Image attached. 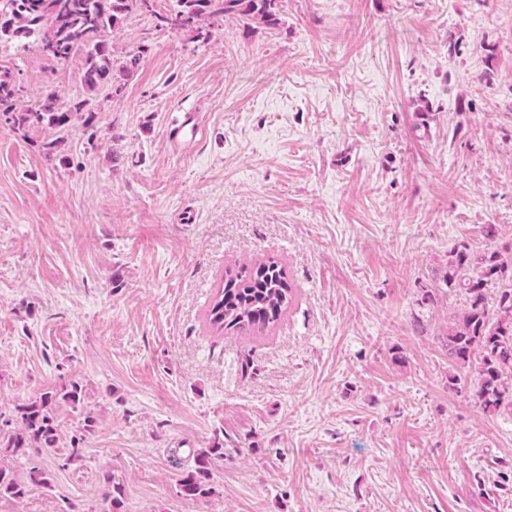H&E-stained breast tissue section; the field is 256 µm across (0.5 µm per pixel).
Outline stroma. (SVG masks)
<instances>
[{
	"label": "stroma",
	"instance_id": "1",
	"mask_svg": "<svg viewBox=\"0 0 512 512\" xmlns=\"http://www.w3.org/2000/svg\"><path fill=\"white\" fill-rule=\"evenodd\" d=\"M202 41L132 14L120 92L85 94L0 46L47 130L0 114V430L70 385L49 485L0 512H512V409L483 408L441 335L466 305L457 247L512 251V0H284ZM272 259L293 289L260 334L213 331L226 269ZM83 453L58 461L73 440ZM224 445L217 496L179 474ZM22 92L9 69L0 67V111L12 114L13 127L25 129L46 127L58 135L69 129L75 120L87 126L94 122L95 113L89 107V100H65L59 88L48 86L34 107L17 109ZM102 481L106 487L104 501L108 504V508L104 512H124V487L115 481L112 472L105 471L102 474Z\"/></svg>",
	"mask_w": 512,
	"mask_h": 512
}]
</instances>
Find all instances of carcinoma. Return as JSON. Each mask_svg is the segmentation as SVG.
Instances as JSON below:
<instances>
[{
  "instance_id": "cac0c4a2",
  "label": "carcinoma",
  "mask_w": 512,
  "mask_h": 512,
  "mask_svg": "<svg viewBox=\"0 0 512 512\" xmlns=\"http://www.w3.org/2000/svg\"><path fill=\"white\" fill-rule=\"evenodd\" d=\"M282 0H174L172 8L160 13L155 0H0V44H15L34 52L46 68L68 60L77 53L85 56L84 88L95 92L106 86L121 88L131 66L146 47L128 61L113 57L112 43L105 33L117 28L133 12L150 13L158 24L171 31H189L196 39H207V22L234 18L275 28L281 23ZM22 92L12 72L0 67V111L12 114L13 127H46L58 137L44 143L47 157L55 155L63 142L60 133L79 120L87 126L95 113L89 100H65L59 88L48 86L35 106L17 109ZM448 290H460L466 307L448 323L444 342L455 364L474 367L476 396L487 410L512 406V254L488 251L475 255L467 247L457 248L448 258L444 278ZM292 300L285 273L278 262L269 260L245 264L225 271L222 287L208 310L209 325L217 330L262 331L278 322ZM57 395L44 394L40 400L19 407L16 431L2 436L0 446L14 456L40 453L55 446L58 420L52 406ZM224 457L216 445L198 452L194 466L177 480L179 494L187 501L201 500L215 493L213 469ZM106 487L105 512H124V487L112 472L102 474ZM47 485L46 473L30 468L25 480L18 479L0 462V502L20 501L33 487Z\"/></svg>"
}]
</instances>
